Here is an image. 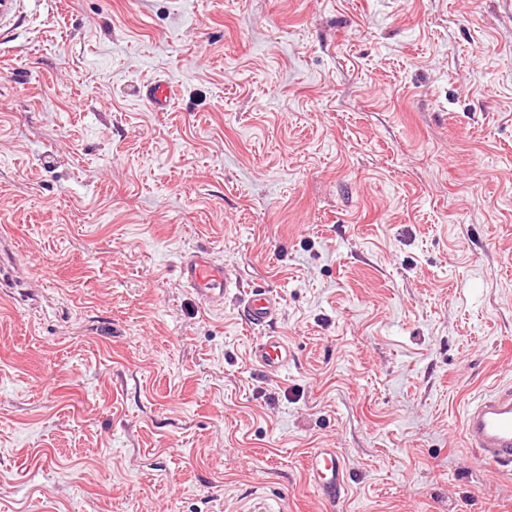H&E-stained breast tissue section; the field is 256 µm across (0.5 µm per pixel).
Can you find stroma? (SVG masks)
Wrapping results in <instances>:
<instances>
[{
  "label": "stroma",
  "mask_w": 512,
  "mask_h": 512,
  "mask_svg": "<svg viewBox=\"0 0 512 512\" xmlns=\"http://www.w3.org/2000/svg\"><path fill=\"white\" fill-rule=\"evenodd\" d=\"M176 85L170 111L137 90ZM206 250L278 291L250 363ZM512 0H18L0 26V512H512ZM181 281L209 307L224 304V299L236 288V314L242 325L252 330H264L257 336L249 351L251 362L265 373L278 376L288 370L293 351L284 336L266 332L270 329L282 308L281 296L269 288H245L235 270L224 263L214 261L205 251L185 255L181 262ZM461 434L466 448L495 468L512 467V385L492 386L465 410ZM304 477L320 500L331 507L347 495V475L334 448H314L305 459Z\"/></svg>",
  "instance_id": "stroma-1"
}]
</instances>
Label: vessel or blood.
Wrapping results in <instances>:
<instances>
[{
	"label": "vessel or blood",
	"instance_id": "vessel-or-blood-1",
	"mask_svg": "<svg viewBox=\"0 0 512 512\" xmlns=\"http://www.w3.org/2000/svg\"><path fill=\"white\" fill-rule=\"evenodd\" d=\"M158 112L169 111L176 98L174 85L156 81L138 92ZM181 281L209 307L223 304L228 295H236V314L243 325L257 330L249 356L265 373L284 374L293 359L286 337L273 334L271 328L281 308V296L268 288H244L235 270L214 261L207 252L183 257ZM461 434L466 447L479 459L496 468L512 467V385L493 386L467 407ZM304 477L320 500L336 505L348 492V479L339 452L333 448L313 449L304 462Z\"/></svg>",
	"mask_w": 512,
	"mask_h": 512
}]
</instances>
